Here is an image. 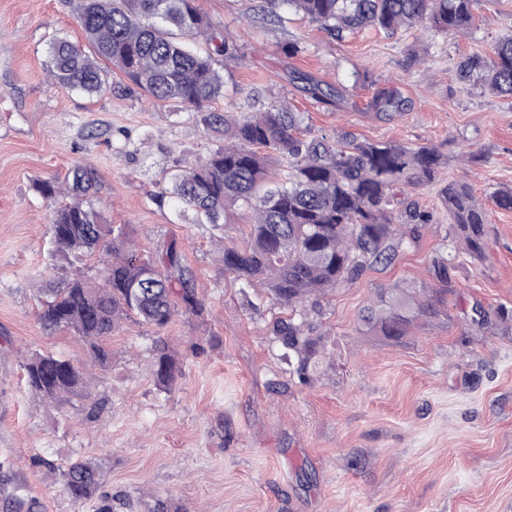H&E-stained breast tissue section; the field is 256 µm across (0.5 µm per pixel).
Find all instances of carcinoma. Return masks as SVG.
Instances as JSON below:
<instances>
[{
    "instance_id": "cac0c4a2",
    "label": "carcinoma",
    "mask_w": 512,
    "mask_h": 512,
    "mask_svg": "<svg viewBox=\"0 0 512 512\" xmlns=\"http://www.w3.org/2000/svg\"><path fill=\"white\" fill-rule=\"evenodd\" d=\"M262 20H282L295 11L328 35L341 38L365 27L387 34L427 24L445 35L469 29L473 0H262ZM78 24L91 47L87 53L63 37L50 41L46 65L55 88L100 92L112 66L154 103L175 102L195 112L197 121L216 141L207 155L179 170L164 196L175 211L192 212L198 224L225 227L237 210L252 211L241 245L220 244L224 275L233 284L262 289L275 305L288 308L277 320L273 341L282 360L306 384L323 349L310 335L308 316L322 313L321 300L375 264L390 265L417 241L420 225L433 224L436 212L405 194V188L436 180L443 155L434 146L399 142H361L344 136L333 142L309 137L298 112L271 104L251 115L216 112L211 104L224 96L223 77L213 55L230 62L237 45L228 32H215L193 0H82ZM207 37L210 51L191 47ZM463 84L477 78L483 88L512 97V34L499 38L490 51L461 59L456 68ZM382 112H400L405 100L395 90L373 100ZM45 198L65 194L71 201L53 212V251L65 257L103 251L112 254L103 282H91L77 268L61 286L50 290L37 320L46 333L68 329L87 343L91 357L107 364L108 341L122 321L134 316L162 330L174 315L200 314L192 276L172 241L155 256L128 244L122 227L108 224L91 197L97 192L93 172L74 168L60 182L36 183ZM451 236L472 256L486 249L487 212L469 184L450 181L440 190ZM151 286L141 287L146 271ZM435 288H378L360 314L366 334L400 342L412 329L448 319L452 265L445 256L432 260ZM509 319L505 310H475L472 322L491 328ZM154 375L164 386L178 371L164 337L154 341ZM32 391L49 399L89 397L85 373L52 353L34 352L24 364ZM62 486L76 503L91 498L97 471L75 462L61 472Z\"/></svg>"
}]
</instances>
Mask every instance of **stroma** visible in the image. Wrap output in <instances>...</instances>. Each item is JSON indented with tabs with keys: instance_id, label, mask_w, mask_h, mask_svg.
<instances>
[{
	"instance_id": "1",
	"label": "stroma",
	"mask_w": 512,
	"mask_h": 512,
	"mask_svg": "<svg viewBox=\"0 0 512 512\" xmlns=\"http://www.w3.org/2000/svg\"><path fill=\"white\" fill-rule=\"evenodd\" d=\"M80 3L0 0V512L11 496L40 512H95V499L78 504L62 488L74 462L97 467L96 494L112 512H512V323L485 332L468 322L478 305L512 308V211L494 203L512 189V98L455 75L463 56L512 32V0H475L474 23L457 37L419 26L340 40L292 13L259 26L257 0H195L240 48L236 61L214 60L226 89L215 110L248 115L281 101L313 136L434 146L445 159L439 182L468 183L488 211L485 258L453 250L443 220L395 263L323 300L310 321L325 357L307 385L271 342L284 309L229 284L210 225L155 201L170 172L213 148L202 125L137 90L50 87V40L84 41ZM290 41L301 47L293 57L281 50ZM309 79L338 101L314 99ZM391 89L407 110L376 112L372 98ZM467 151L484 163H468ZM77 164L94 170L98 208L141 252L182 244L205 304L160 332L123 321L104 366L79 336L46 334L37 321L43 289L72 265L51 253L55 204L35 184ZM439 253L455 265L447 320L400 343L364 335L360 313L375 290L432 284ZM159 334L181 369L170 387L153 377ZM35 350L84 370L90 397L33 392L23 360Z\"/></svg>"
}]
</instances>
